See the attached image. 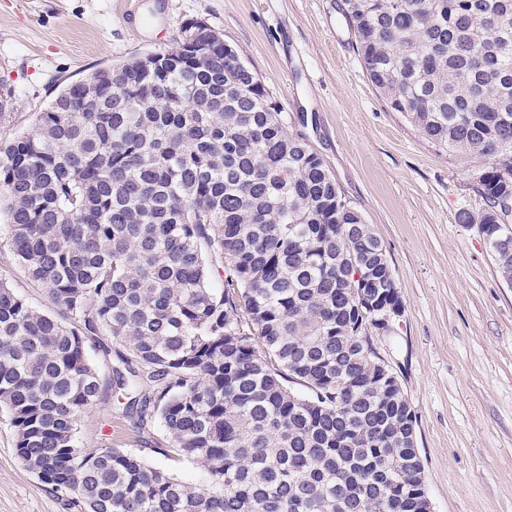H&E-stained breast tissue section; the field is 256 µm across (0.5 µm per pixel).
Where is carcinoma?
<instances>
[{
    "label": "carcinoma",
    "instance_id": "obj_1",
    "mask_svg": "<svg viewBox=\"0 0 512 512\" xmlns=\"http://www.w3.org/2000/svg\"><path fill=\"white\" fill-rule=\"evenodd\" d=\"M370 81L442 149L480 156L462 210L512 285V0H344ZM68 85L0 137V408L18 458L79 512H426L407 397L361 343L395 296L383 241L264 84L208 30ZM110 389L200 483L118 445L84 451ZM4 265L10 270V282L17 293L25 296L33 305L45 311L54 312V307L47 296L39 288H33L24 279L19 267L14 265L12 256L7 247L0 249V268L2 267L0 271L2 274H4Z\"/></svg>",
    "mask_w": 512,
    "mask_h": 512
}]
</instances>
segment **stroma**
Masks as SVG:
<instances>
[{
	"mask_svg": "<svg viewBox=\"0 0 512 512\" xmlns=\"http://www.w3.org/2000/svg\"><path fill=\"white\" fill-rule=\"evenodd\" d=\"M0 0V91L26 131L65 87L96 69L171 47L181 24L205 21L238 49L346 200L383 240L404 313L380 349L418 420L432 512H512V286L477 227L481 209L464 158L392 111L371 83L342 15L343 0ZM104 393L78 424L77 445L119 444L154 466L164 435H133ZM0 512H77L15 452L0 410Z\"/></svg>",
	"mask_w": 512,
	"mask_h": 512,
	"instance_id": "35a3bbf8",
	"label": "stroma"
}]
</instances>
